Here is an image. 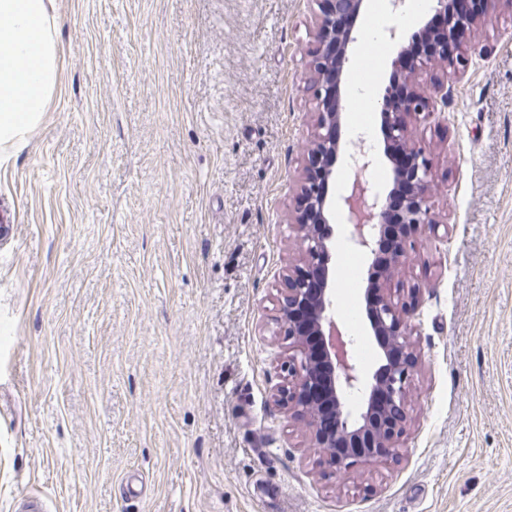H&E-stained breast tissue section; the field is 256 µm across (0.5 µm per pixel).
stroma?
<instances>
[{
    "mask_svg": "<svg viewBox=\"0 0 512 512\" xmlns=\"http://www.w3.org/2000/svg\"><path fill=\"white\" fill-rule=\"evenodd\" d=\"M414 292L400 452L336 475L274 399L314 131V0H55L59 88L0 162V512H512V7L489 0ZM392 42L360 40L381 93ZM361 363L367 259L336 229Z\"/></svg>",
    "mask_w": 512,
    "mask_h": 512,
    "instance_id": "stroma-1",
    "label": "stroma"
}]
</instances>
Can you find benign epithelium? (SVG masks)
<instances>
[{"instance_id": "obj_1", "label": "benign epithelium", "mask_w": 512, "mask_h": 512, "mask_svg": "<svg viewBox=\"0 0 512 512\" xmlns=\"http://www.w3.org/2000/svg\"><path fill=\"white\" fill-rule=\"evenodd\" d=\"M318 47L311 54L316 119L307 153L294 223L298 225L302 265L288 276L282 296L284 335L288 336L286 383L276 405L300 419L318 464L338 473L362 461L397 455L406 424V398L414 377L411 336L415 326L405 302L391 299L385 283L410 258L414 237L437 223L431 205L433 165L414 138V123L433 105L448 106L453 80L465 68L467 46L487 13L458 17L456 0H433L431 14L446 17L447 27L425 57L406 46L393 57L401 84L385 86L380 131L384 156L393 164V187L404 183L408 197L396 222L387 209L391 194L378 190L369 173L377 158L358 151L353 136H343L342 86L351 55L361 37L366 0H315ZM348 159L350 181L335 193L337 163ZM346 223V239L370 264L363 293L369 338L379 350V364L367 375L356 356L354 339L335 309L336 220ZM396 223L397 237L387 259L380 244ZM360 396L359 413L346 410V398Z\"/></svg>"}]
</instances>
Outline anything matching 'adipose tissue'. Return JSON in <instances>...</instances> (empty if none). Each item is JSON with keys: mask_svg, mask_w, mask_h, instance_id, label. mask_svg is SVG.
Returning <instances> with one entry per match:
<instances>
[{"mask_svg": "<svg viewBox=\"0 0 512 512\" xmlns=\"http://www.w3.org/2000/svg\"><path fill=\"white\" fill-rule=\"evenodd\" d=\"M53 0H0V158L24 148L59 79Z\"/></svg>", "mask_w": 512, "mask_h": 512, "instance_id": "1", "label": "adipose tissue"}]
</instances>
